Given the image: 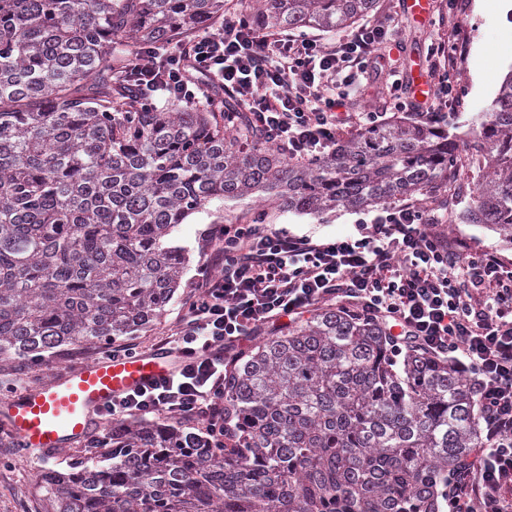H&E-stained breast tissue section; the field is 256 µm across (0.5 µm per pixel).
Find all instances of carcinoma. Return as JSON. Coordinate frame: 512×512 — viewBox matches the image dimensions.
I'll list each match as a JSON object with an SVG mask.
<instances>
[{
    "label": "carcinoma",
    "instance_id": "cac0c4a2",
    "mask_svg": "<svg viewBox=\"0 0 512 512\" xmlns=\"http://www.w3.org/2000/svg\"><path fill=\"white\" fill-rule=\"evenodd\" d=\"M378 0H255L262 30H334ZM224 0H0V361L99 347L161 318L188 251L171 233L259 193L296 214L364 209L448 179L457 145L421 112L315 162L249 141L218 102L164 107L121 87L123 46L193 34ZM485 177L463 224L512 244V69L476 118ZM470 377L392 353L365 313L325 304L224 367V437L119 421L39 474L50 512H444L482 446Z\"/></svg>",
    "mask_w": 512,
    "mask_h": 512
}]
</instances>
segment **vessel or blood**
<instances>
[{"label": "vessel or blood", "mask_w": 512, "mask_h": 512, "mask_svg": "<svg viewBox=\"0 0 512 512\" xmlns=\"http://www.w3.org/2000/svg\"><path fill=\"white\" fill-rule=\"evenodd\" d=\"M175 367L174 356L162 350L130 358L104 357L0 402V422L29 455L59 451L99 426L100 413L113 400L148 386Z\"/></svg>", "instance_id": "vessel-or-blood-1"}]
</instances>
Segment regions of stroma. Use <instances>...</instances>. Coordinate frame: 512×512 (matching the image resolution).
<instances>
[{
  "label": "stroma",
  "mask_w": 512,
  "mask_h": 512,
  "mask_svg": "<svg viewBox=\"0 0 512 512\" xmlns=\"http://www.w3.org/2000/svg\"><path fill=\"white\" fill-rule=\"evenodd\" d=\"M403 2L380 0L378 13L371 17L373 23L400 29V46L389 44L382 50L384 63L395 64L400 70L417 64L426 71L433 68L444 71L448 69L446 50L449 34L469 41L463 70L451 71L453 78L459 80L461 89V97L456 104L457 115L451 127L459 145L452 173L454 178L475 183L480 172L470 162L469 129L473 116L490 104L505 74L512 69V26L503 23L506 14L512 13V0H500L499 8L489 10L480 8V0H457L458 8L453 14L448 11V0H431V14L423 24L406 15ZM433 48L438 49V56H430L429 51ZM260 209L264 210L271 228H284L295 234L314 237L354 232L357 221L371 220L376 214L372 208L357 211L339 208L319 216L297 215L279 211L270 204L259 205L252 198L241 202L210 203L172 233L176 244L189 249L190 261L181 279L182 286L162 318L136 334L135 341L141 349H155L158 341L184 315L187 286L198 276L214 249L208 236L210 228L216 224L248 222ZM445 230L450 239L465 242L472 251H490L512 264V245H503L498 235L483 225L449 224ZM59 359V354H49L42 365L24 373L1 372L0 400L49 382L55 375ZM71 458L72 452L67 448L47 455L39 462L16 453L14 449L0 448V512H45L39 487L30 479L29 472L39 465L63 469Z\"/></svg>",
  "instance_id": "stroma-1"
}]
</instances>
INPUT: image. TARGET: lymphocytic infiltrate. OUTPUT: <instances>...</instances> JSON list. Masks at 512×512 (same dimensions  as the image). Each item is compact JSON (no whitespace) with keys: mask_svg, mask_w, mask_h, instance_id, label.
Wrapping results in <instances>:
<instances>
[{"mask_svg":"<svg viewBox=\"0 0 512 512\" xmlns=\"http://www.w3.org/2000/svg\"><path fill=\"white\" fill-rule=\"evenodd\" d=\"M397 32L366 23L331 43L260 33L245 18L158 54L139 48L121 77L142 100L164 91L185 102L217 84L235 100L255 141L290 160L315 161L349 124L364 131L379 112L355 110L377 47ZM349 93H335L336 80ZM447 199L388 206L353 236L316 239L264 224H227L209 272L192 284L186 312L159 349L179 368L113 401L102 426L128 418L174 419L224 434V365L266 325L326 303H348L380 321L395 352L452 360L477 385L485 439L465 476L454 478L448 512H512V265L449 243L440 229Z\"/></svg>","mask_w":512,"mask_h":512,"instance_id":"f902f5d3","label":"lymphocytic infiltrate"}]
</instances>
